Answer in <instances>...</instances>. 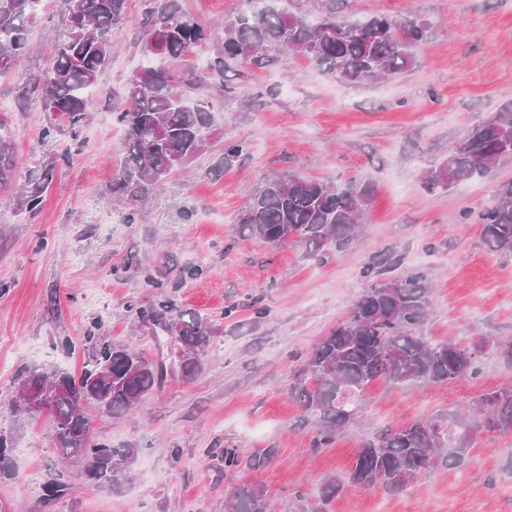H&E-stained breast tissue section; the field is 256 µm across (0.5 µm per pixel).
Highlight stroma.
Masks as SVG:
<instances>
[{"instance_id":"stroma-1","label":"stroma","mask_w":512,"mask_h":512,"mask_svg":"<svg viewBox=\"0 0 512 512\" xmlns=\"http://www.w3.org/2000/svg\"><path fill=\"white\" fill-rule=\"evenodd\" d=\"M65 8L64 0H44L31 53L0 74V120L22 160L0 186V426L13 431L17 446L13 476L0 479V512H227L228 448L242 459L238 481L261 484L275 512H302L303 499L314 498L327 475L352 466L367 433L456 411L512 385V366L494 349L512 341V258L487 254L480 226L458 220L460 211L493 204L499 185L512 181V158L449 193L427 192L421 181L475 122L512 106V0H288L290 12L313 22L330 10L347 18L388 13L425 20L432 36L416 49L419 67L390 82L343 84L294 55L228 73L227 83L250 107L227 113L222 130L249 143L248 157L214 176L217 155L206 152L174 173L131 225L123 221L126 202L112 192L124 139L113 114L123 105L128 75L144 60L136 42L142 4L132 0L112 37V63L89 99L78 140L50 141V114L22 90L49 67ZM48 156L56 159L53 179L32 215L15 197L34 163ZM287 170L371 186L365 229L350 251L316 261L300 244L272 247L236 234L255 190ZM390 247L434 286L427 335L487 340L480 372L407 389L374 382L358 422L333 447L312 450L311 430L288 391L296 357L345 317L364 285L363 263ZM189 265L207 272L167 294L210 317V354L196 378L167 376L133 415L95 417L96 438L137 454L132 479L120 488L85 484L77 464L61 466L54 454L50 412L13 413V380L24 367L80 373L84 338L96 329L171 364L174 344L140 327L126 306L157 299L159 289L146 286V278ZM251 298L270 307L266 319H253ZM232 305L237 314L225 318ZM64 336L74 351L57 347ZM262 448L275 449L274 458L251 468L250 455ZM62 470L74 490L45 501L43 484ZM331 512H512V435L479 432L465 468L437 470L397 494L352 489Z\"/></svg>"}]
</instances>
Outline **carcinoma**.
<instances>
[{
  "label": "carcinoma",
  "instance_id": "cac0c4a2",
  "mask_svg": "<svg viewBox=\"0 0 512 512\" xmlns=\"http://www.w3.org/2000/svg\"><path fill=\"white\" fill-rule=\"evenodd\" d=\"M43 0H0V56L10 59L31 51V25ZM63 31L58 34L50 68L52 78L38 79L43 109L59 123L44 131L48 140L76 137L87 117L86 91L94 88L112 61V31L125 22L130 0H64ZM141 52L168 61L166 66L139 67L125 85L126 107L115 113L124 131L125 156L114 190L133 204L124 223L138 220V203L149 199L170 176L177 162L189 164L212 148L217 127L215 105L200 93L207 83L224 82V73L263 68L275 57L300 54L324 75L346 84L387 81L418 65L417 44L428 40L430 25L417 18L381 13L363 19L339 18L328 11L316 23L288 12L284 0H253L224 16L223 37L208 71L185 56L189 42L204 39L203 29L187 19L182 0H141ZM447 153L426 171L428 191H449L487 173L512 157V106H505L471 126ZM249 154L243 139H224L217 174ZM17 162L12 136L0 132V184L8 182ZM55 161L42 160L30 172L20 206L36 213L44 202ZM371 202L368 186L354 180L328 185L288 171L266 179L238 219L242 238L272 246L292 240L321 259L347 251L355 242ZM487 253L512 256V183L500 186L497 202L478 215ZM401 255L392 248L363 266L365 285L347 315L314 348L298 359L290 391L302 403L312 427L314 448L332 446L341 430L361 413L364 393L382 380L394 385L443 384L478 373L477 357L485 344L461 345L436 340L423 332L432 308V289L420 271L394 274ZM139 322H171L162 330L181 351L176 368L184 379L195 377L208 356L213 336L210 318L182 309L165 297L145 306L128 305ZM163 364L136 348L95 338L80 375L56 366L42 372L47 385L60 384L66 395L53 400L51 444L72 449L71 461L93 477V485L111 489L132 463L129 448H114L91 438L90 412L122 416L161 383ZM486 429L512 435V386L488 392L466 412L439 413L366 437L349 470L327 476L316 504L327 507L350 488L379 486L402 491L415 479L439 468L461 469L468 461L471 437ZM15 452L12 432L0 428V474H11ZM74 489L62 473L43 486L47 501H58ZM266 490L239 483L230 493V512H271Z\"/></svg>",
  "mask_w": 512,
  "mask_h": 512
}]
</instances>
